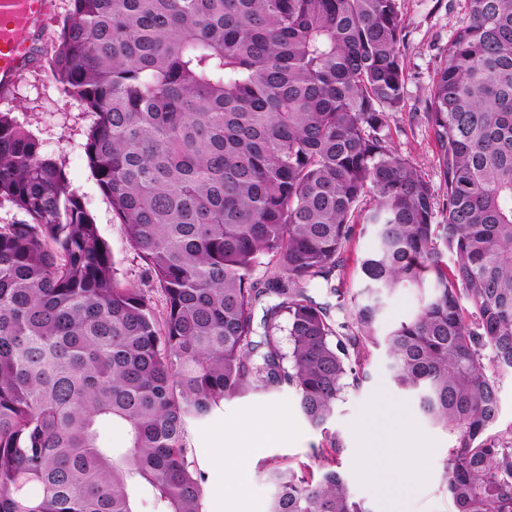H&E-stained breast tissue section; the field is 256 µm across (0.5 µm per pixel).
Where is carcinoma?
<instances>
[{"mask_svg": "<svg viewBox=\"0 0 512 512\" xmlns=\"http://www.w3.org/2000/svg\"><path fill=\"white\" fill-rule=\"evenodd\" d=\"M465 2L427 112L439 199L385 133L405 82L398 0H69L52 74L96 115L89 166L164 307L118 283L62 166L0 112V198L28 217L0 225V512H203L189 421L290 387L325 431L379 347L454 435V512H512L483 364L489 349L512 370V0ZM358 225L370 297H350L339 332L308 286ZM401 288L418 305L381 337L380 295ZM326 441L316 472L267 469L268 512H366Z\"/></svg>", "mask_w": 512, "mask_h": 512, "instance_id": "obj_1", "label": "carcinoma"}]
</instances>
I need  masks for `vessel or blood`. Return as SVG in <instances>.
Wrapping results in <instances>:
<instances>
[{
  "mask_svg": "<svg viewBox=\"0 0 512 512\" xmlns=\"http://www.w3.org/2000/svg\"><path fill=\"white\" fill-rule=\"evenodd\" d=\"M48 0H0V88L9 89L30 56Z\"/></svg>",
  "mask_w": 512,
  "mask_h": 512,
  "instance_id": "obj_1",
  "label": "vessel or blood"
}]
</instances>
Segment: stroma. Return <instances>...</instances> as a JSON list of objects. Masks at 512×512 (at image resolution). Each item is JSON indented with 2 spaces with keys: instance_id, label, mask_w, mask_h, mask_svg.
Instances as JSON below:
<instances>
[{
  "instance_id": "obj_1",
  "label": "stroma",
  "mask_w": 512,
  "mask_h": 512,
  "mask_svg": "<svg viewBox=\"0 0 512 512\" xmlns=\"http://www.w3.org/2000/svg\"><path fill=\"white\" fill-rule=\"evenodd\" d=\"M399 3L405 23L401 51L406 80L402 107L388 113L386 132L390 147L409 159L436 187L440 184L437 149L426 108L448 46L467 21L466 4L465 0ZM67 10L68 0H49L31 56L20 69L11 92L0 94V112L16 115L39 138L45 153L62 164L70 189L81 196L112 253L117 279L138 286L142 283V262L129 246L125 228L100 190L84 153L86 133L96 117L80 101L60 91L49 69L48 59ZM372 247L369 233H355L336 271V280L346 294H356L362 288L359 262ZM484 367L497 382L500 406L498 420L488 434L498 445L511 447L512 372L500 371L489 358ZM366 370L368 379L342 394L330 421L331 430L343 441L339 470L351 495L366 512H390L393 497L399 495L404 498L406 512H453L440 477L441 461L454 442L453 435L432 426L421 415L417 399L396 388L383 351L371 353ZM275 418L284 426L282 433L271 430ZM403 421L429 443L422 460L424 475L408 486L402 482L406 462L400 448L386 445L367 459L358 440L366 427L387 433ZM187 444L206 477L203 512H266L271 488L265 470L275 463L318 466L313 451L324 447L326 440L304 420L295 391L286 387L274 393L250 391L225 400L208 421L189 424ZM219 448L224 450V457L216 456ZM225 487L234 489V500L222 495Z\"/></svg>"
}]
</instances>
